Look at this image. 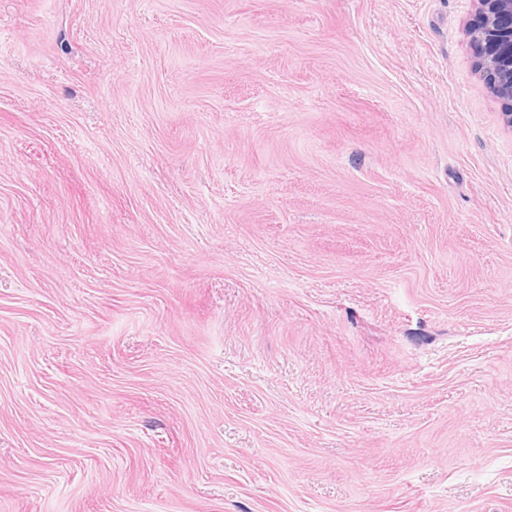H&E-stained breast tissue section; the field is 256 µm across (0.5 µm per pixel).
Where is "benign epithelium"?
<instances>
[{"label":"benign epithelium","instance_id":"benign-epithelium-1","mask_svg":"<svg viewBox=\"0 0 512 512\" xmlns=\"http://www.w3.org/2000/svg\"><path fill=\"white\" fill-rule=\"evenodd\" d=\"M475 21L464 36L478 59L488 89L505 104L503 121L512 128V0H473Z\"/></svg>","mask_w":512,"mask_h":512}]
</instances>
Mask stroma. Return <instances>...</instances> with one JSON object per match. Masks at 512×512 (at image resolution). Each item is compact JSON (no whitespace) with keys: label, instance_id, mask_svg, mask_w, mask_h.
I'll return each mask as SVG.
<instances>
[{"label":"stroma","instance_id":"obj_1","mask_svg":"<svg viewBox=\"0 0 512 512\" xmlns=\"http://www.w3.org/2000/svg\"><path fill=\"white\" fill-rule=\"evenodd\" d=\"M472 9L0 0V512H512Z\"/></svg>","mask_w":512,"mask_h":512}]
</instances>
